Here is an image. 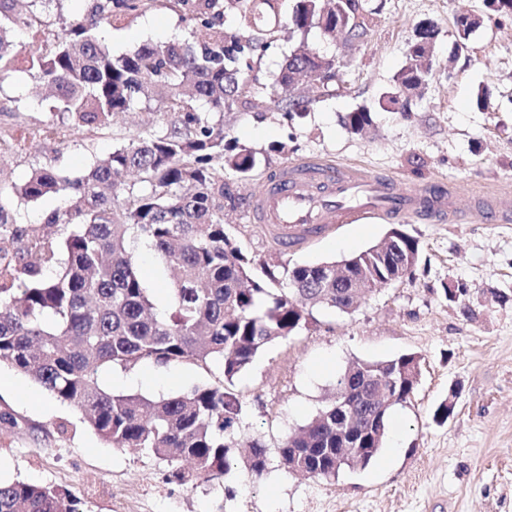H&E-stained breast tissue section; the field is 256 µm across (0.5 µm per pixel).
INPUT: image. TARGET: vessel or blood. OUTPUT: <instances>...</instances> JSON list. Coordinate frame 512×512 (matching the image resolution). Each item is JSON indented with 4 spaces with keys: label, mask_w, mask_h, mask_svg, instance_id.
<instances>
[{
    "label": "vessel or blood",
    "mask_w": 512,
    "mask_h": 512,
    "mask_svg": "<svg viewBox=\"0 0 512 512\" xmlns=\"http://www.w3.org/2000/svg\"><path fill=\"white\" fill-rule=\"evenodd\" d=\"M424 213L452 223L462 219L446 190L401 191L390 177L332 163L284 167L271 178L252 211L255 222L282 247L302 245L335 225L371 216L404 219Z\"/></svg>",
    "instance_id": "1"
}]
</instances>
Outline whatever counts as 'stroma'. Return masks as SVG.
Instances as JSON below:
<instances>
[{"instance_id": "1", "label": "stroma", "mask_w": 512, "mask_h": 512, "mask_svg": "<svg viewBox=\"0 0 512 512\" xmlns=\"http://www.w3.org/2000/svg\"><path fill=\"white\" fill-rule=\"evenodd\" d=\"M367 36L358 42L311 28L281 34L251 73L252 89L271 90L284 58L299 44L341 62L333 92L303 88V114L235 108L224 131L257 152L250 179L225 171L234 203L224 207L227 232L255 272L334 261L384 238L393 223L345 224L309 245L283 249L252 218L269 177L309 160L335 162L392 177L398 188L445 186L465 221L433 217L404 221L420 246L413 277L378 290L342 313L318 309L307 329L271 344L236 380L245 411L237 444L259 440L268 474L257 481L244 468L182 485L165 463L136 448L109 447L66 404L15 369L0 366V480H22L71 494L81 512H512V222L479 208L478 197L512 194V11L486 0H363ZM92 0H50L38 31L16 40L14 72L0 82V209L8 222L0 239L9 252L25 250L32 229L53 240L64 226L46 213L64 209L59 196L30 202L16 194L36 169L70 178L84 174L115 148L171 119L150 101L114 117L107 130L67 129L55 99L26 68L45 50L63 19L87 12ZM470 13L479 27L462 40L455 20ZM434 24L435 63L411 112L382 106L406 63L419 26ZM190 12L173 0H153L143 13L103 32L113 55L146 43L187 37ZM488 93L487 109L476 104ZM368 108L374 126L349 133L342 122ZM464 285L471 317L448 302L444 289ZM420 356L422 374L410 401L393 407L379 457L362 470L320 479L287 472L280 447L329 402L337 378L356 360ZM220 372L189 363L142 362L106 372L105 387L147 397L195 385H216ZM454 398L448 421L435 423L438 404Z\"/></svg>"}]
</instances>
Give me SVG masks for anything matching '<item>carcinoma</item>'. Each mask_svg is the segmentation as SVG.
Returning <instances> with one entry per match:
<instances>
[{"label": "carcinoma", "mask_w": 512, "mask_h": 512, "mask_svg": "<svg viewBox=\"0 0 512 512\" xmlns=\"http://www.w3.org/2000/svg\"><path fill=\"white\" fill-rule=\"evenodd\" d=\"M0 0V81L12 72L17 34L39 22L34 7L52 0ZM152 0H100L91 11L62 22L53 49L31 56L29 71L49 87L58 111L75 128L106 129L112 116L142 101L162 103L173 115L170 127L140 135L97 160L85 174L61 177L51 168L35 170L17 188L37 201L49 193L71 201L47 223L70 232L54 243L32 232L25 254L8 256L0 247V364L38 383L52 398L71 406L116 449L139 448L166 462L170 476L190 477L230 471L235 430L243 402L234 381L270 344L308 326L317 308L351 310L361 297L388 278L404 280L418 258L410 235L386 238L377 250L351 256L354 267L336 279L321 264L286 268L287 291L267 288L273 271L258 277L250 260L223 224L224 169L249 179L261 160L224 134L209 113L241 104L268 109L271 98L252 95L253 58L266 51L276 33L306 34L318 27H341L350 40L362 39L368 23L362 0H295L282 17L280 0H227L238 30L227 32L221 0L192 4L190 39L163 46L144 44L113 57L99 36L144 12ZM435 28L409 48L387 103L410 111V94L421 89L433 68ZM337 63L318 53L288 55L277 78V110L297 114L296 78L315 75L327 87ZM372 124L365 108L344 117L358 134ZM138 176L130 183L127 176ZM154 252L167 277V301L158 308L141 277L136 251ZM142 361L156 365L190 363L214 367L220 386H195L167 397L115 393L102 375ZM379 363L356 360L336 382L332 401L280 448L305 453L315 478L336 477V404L345 400L358 415V443L345 450V467L364 469L384 447L387 419L369 431L375 414L368 388L384 386L402 404L418 381L420 357L402 354ZM243 464L255 480L267 473L266 448L253 442ZM0 512H77V500L25 481L0 482Z\"/></svg>", "instance_id": "obj_1"}]
</instances>
